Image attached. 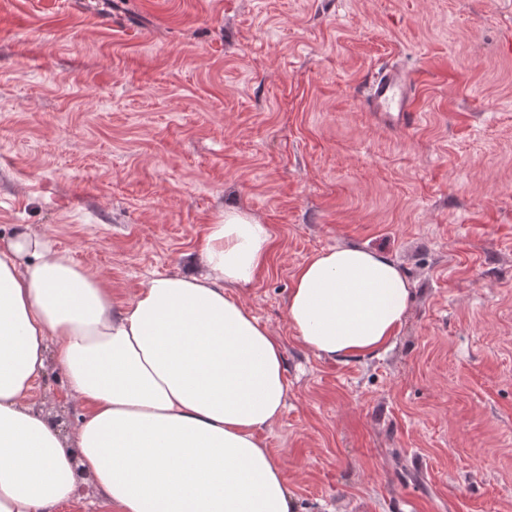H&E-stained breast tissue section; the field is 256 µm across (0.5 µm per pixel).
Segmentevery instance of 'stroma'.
Segmentation results:
<instances>
[{"mask_svg": "<svg viewBox=\"0 0 512 512\" xmlns=\"http://www.w3.org/2000/svg\"><path fill=\"white\" fill-rule=\"evenodd\" d=\"M509 33L512 0H0V238L32 226L121 302L247 211L269 253L232 294L282 346L259 438L293 512H512ZM381 61L416 78L410 132L361 102ZM346 245L412 292L386 353L340 362L287 305ZM34 398L82 414L54 366Z\"/></svg>", "mask_w": 512, "mask_h": 512, "instance_id": "stroma-1", "label": "stroma"}]
</instances>
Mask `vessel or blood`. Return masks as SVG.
<instances>
[{"instance_id":"vessel-or-blood-1","label":"vessel or blood","mask_w":512,"mask_h":512,"mask_svg":"<svg viewBox=\"0 0 512 512\" xmlns=\"http://www.w3.org/2000/svg\"><path fill=\"white\" fill-rule=\"evenodd\" d=\"M415 91V79L409 70L386 63L367 73L362 101L379 126L407 132L421 118L415 106Z\"/></svg>"}]
</instances>
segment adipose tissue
<instances>
[{
  "instance_id": "adipose-tissue-1",
  "label": "adipose tissue",
  "mask_w": 512,
  "mask_h": 512,
  "mask_svg": "<svg viewBox=\"0 0 512 512\" xmlns=\"http://www.w3.org/2000/svg\"><path fill=\"white\" fill-rule=\"evenodd\" d=\"M267 225L229 208L203 275H159L116 302L29 225L0 243V512H58L88 477L105 512H291L258 434L286 406L277 337L230 295L251 284ZM411 288L384 252L323 250L292 278L287 319L331 360L395 338ZM82 408L74 427L33 401L47 364Z\"/></svg>"
}]
</instances>
